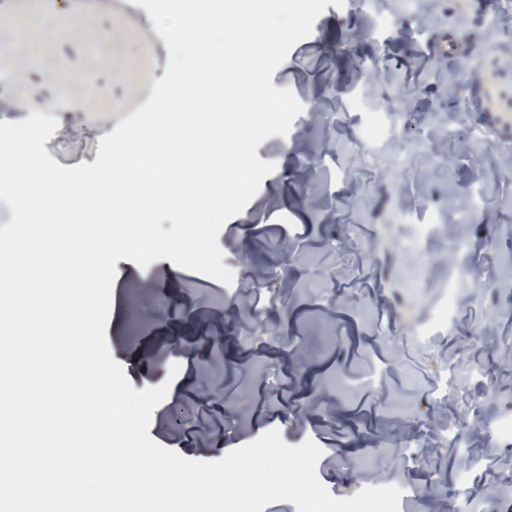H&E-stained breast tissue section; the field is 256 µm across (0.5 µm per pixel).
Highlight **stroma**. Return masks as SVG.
<instances>
[{"instance_id":"obj_1","label":"stroma","mask_w":512,"mask_h":512,"mask_svg":"<svg viewBox=\"0 0 512 512\" xmlns=\"http://www.w3.org/2000/svg\"><path fill=\"white\" fill-rule=\"evenodd\" d=\"M0 0V74L15 122L39 111L59 127L48 154L70 168L94 163L126 104L161 79L169 53L150 38L147 11L113 13L94 0ZM345 0L327 6L312 34L272 77L303 106L287 136L261 143L275 171L218 236L234 273L223 305L209 304L216 280L164 260L134 272L118 260L115 290L130 305L111 317L112 357L135 390L167 385L149 435L196 461L221 459L279 430L291 446L315 441L317 474L349 498L366 486L403 487L399 512H490L489 484L512 501V436L495 425L512 407V141L474 138L485 125L471 100L494 68L512 103V41L487 16L500 0ZM64 35L35 36L45 20ZM117 29L119 39L107 38ZM384 112L389 127L370 141L364 127ZM406 155L407 165L395 164ZM429 208L438 234L418 287L403 245L408 216ZM470 246L456 250L455 235ZM468 263L454 293L457 315L428 350L411 332L431 320L447 293L448 268ZM249 287L250 334L236 296ZM147 358L146 372L132 370ZM177 376H170L171 365ZM449 376L446 401L425 395ZM459 441L442 444L449 420ZM426 434L417 460L403 450Z\"/></svg>"}]
</instances>
